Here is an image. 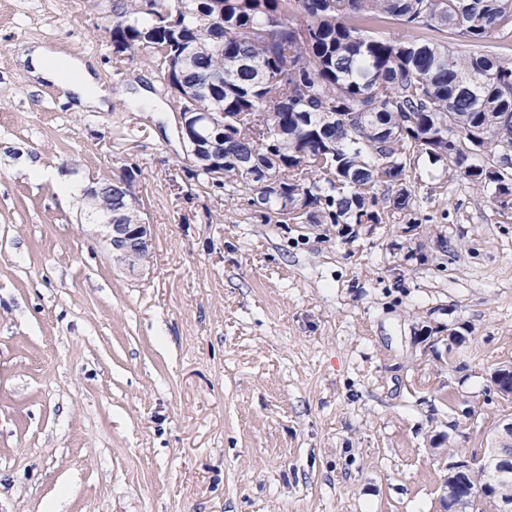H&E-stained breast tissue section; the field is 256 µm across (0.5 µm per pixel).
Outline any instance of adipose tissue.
Wrapping results in <instances>:
<instances>
[{"instance_id": "adipose-tissue-1", "label": "adipose tissue", "mask_w": 512, "mask_h": 512, "mask_svg": "<svg viewBox=\"0 0 512 512\" xmlns=\"http://www.w3.org/2000/svg\"><path fill=\"white\" fill-rule=\"evenodd\" d=\"M17 59L34 80L55 86L74 111L109 110L111 95L97 79L93 60L47 44L22 46Z\"/></svg>"}]
</instances>
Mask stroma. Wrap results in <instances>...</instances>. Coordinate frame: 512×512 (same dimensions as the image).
Listing matches in <instances>:
<instances>
[{"mask_svg": "<svg viewBox=\"0 0 512 512\" xmlns=\"http://www.w3.org/2000/svg\"><path fill=\"white\" fill-rule=\"evenodd\" d=\"M113 3L0 0V512H441L439 449L512 417V210L424 157L410 217L261 223L192 178ZM26 43L93 59L110 109L35 87ZM34 165L133 172L144 274Z\"/></svg>", "mask_w": 512, "mask_h": 512, "instance_id": "obj_1", "label": "stroma"}]
</instances>
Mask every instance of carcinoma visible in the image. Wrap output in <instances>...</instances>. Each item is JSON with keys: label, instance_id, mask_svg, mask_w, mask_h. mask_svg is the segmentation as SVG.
Returning a JSON list of instances; mask_svg holds the SVG:
<instances>
[{"label": "carcinoma", "instance_id": "1", "mask_svg": "<svg viewBox=\"0 0 512 512\" xmlns=\"http://www.w3.org/2000/svg\"><path fill=\"white\" fill-rule=\"evenodd\" d=\"M175 6L123 0L112 40L160 73L183 60L181 81L196 95L175 111L224 113L223 182L208 169L193 176L230 202L268 195L254 211L263 223L388 224L412 211L406 172L424 155L512 196L507 159L472 162L492 139L512 147V58L484 50L512 40V0H224L222 31L206 0ZM390 23L398 32H384ZM351 112L365 113L362 123ZM108 185L88 197L89 217L132 223L127 197ZM284 198L299 214L285 215ZM506 438L495 434L488 457L454 476L444 512H486L470 495L479 487L512 507Z\"/></svg>", "mask_w": 512, "mask_h": 512}]
</instances>
